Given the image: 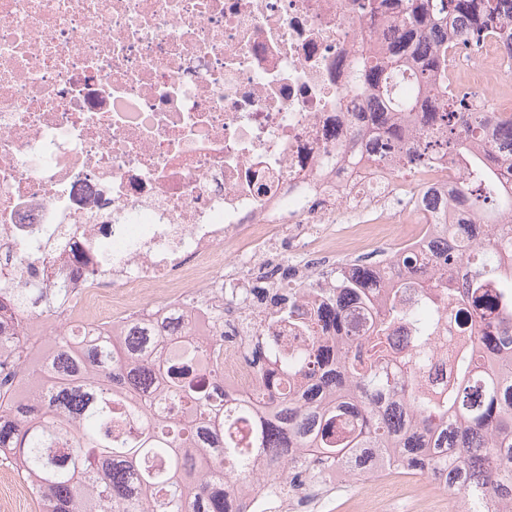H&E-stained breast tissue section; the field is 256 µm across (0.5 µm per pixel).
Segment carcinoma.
Listing matches in <instances>:
<instances>
[{
    "label": "carcinoma",
    "instance_id": "1",
    "mask_svg": "<svg viewBox=\"0 0 512 512\" xmlns=\"http://www.w3.org/2000/svg\"><path fill=\"white\" fill-rule=\"evenodd\" d=\"M403 22L390 56L363 61L360 93L374 101L371 125L380 128L393 154H450L464 179L456 201L479 214L481 224H450L444 247L418 266L423 291L441 267L464 268L448 282V301L475 311L474 333L456 350V375L433 397L407 388L436 347L434 319L403 310L410 291L396 288L375 335L346 341L334 351L321 337L306 336L297 349L279 348L280 337L256 339L251 360L259 387L274 405L275 419L255 426V452L269 455L268 477L309 488L323 462L356 480L384 474L427 476L448 483L465 512H512V177L497 158L512 153V113L469 108L467 95L448 91V43L474 49L493 35L512 69V0H400ZM415 62L411 90L394 92L396 76ZM416 113L417 139L391 119ZM488 140L484 150L475 141ZM353 275L336 280L322 311L335 326L345 302L365 300L372 269L349 264ZM32 289L10 296L15 321H0V458L21 475L39 512H226L224 492L252 479L248 454L230 435L211 444L224 423L251 420L246 406L222 391H209L187 373L169 380L158 398L144 394L153 368L140 363L143 349L158 346L176 365L200 359L198 346L173 324L162 336L140 330L104 336L80 350L58 331L42 336L54 358L42 384L24 397L33 350L26 336ZM67 284L44 290L56 306ZM274 319L290 318L297 294L256 289ZM500 308L499 331L487 332L480 310ZM413 327L412 348L394 369L383 340L395 321ZM304 381L301 391L280 390L284 376ZM182 417L158 419L161 406ZM155 458L158 471L142 463Z\"/></svg>",
    "mask_w": 512,
    "mask_h": 512
}]
</instances>
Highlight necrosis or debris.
<instances>
[{"label": "necrosis or debris", "mask_w": 512, "mask_h": 512, "mask_svg": "<svg viewBox=\"0 0 512 512\" xmlns=\"http://www.w3.org/2000/svg\"><path fill=\"white\" fill-rule=\"evenodd\" d=\"M362 0H0V288L68 278L64 310L32 313L28 333L80 325L123 335L130 320L193 336L223 334L217 374L258 415L271 404L248 351L270 316L257 302L214 306L228 287L270 288L265 262L301 255L289 285L332 287L337 252L371 256L368 302L324 345L369 336L405 253L425 254L443 224L478 218L453 205L451 157L417 162L365 120L359 63L386 55L401 15L370 19ZM469 99L506 77L495 39L457 46ZM468 313L442 308L437 346L416 383L455 376ZM265 458L235 512H279L291 489L264 481Z\"/></svg>", "instance_id": "1"}]
</instances>
